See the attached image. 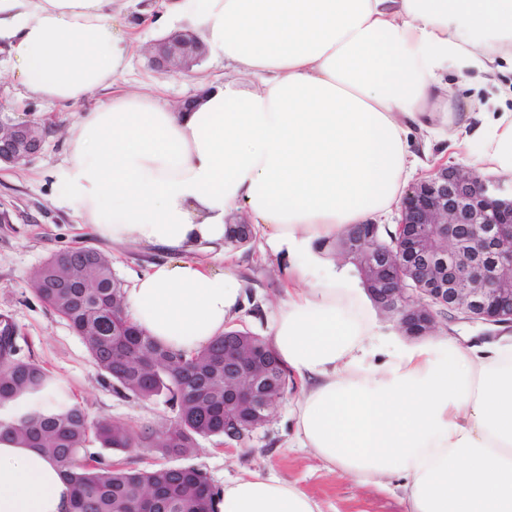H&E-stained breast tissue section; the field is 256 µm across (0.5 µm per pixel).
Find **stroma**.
<instances>
[{"mask_svg":"<svg viewBox=\"0 0 512 512\" xmlns=\"http://www.w3.org/2000/svg\"><path fill=\"white\" fill-rule=\"evenodd\" d=\"M161 0H122L125 22L134 30L136 49L125 84L129 87L161 86L171 104L193 95L199 82L220 80L224 64L206 58L191 73L161 77L148 66L146 46L165 31L151 19ZM448 79L467 88L476 107L495 112L512 110V68L504 67L495 80L486 82L476 73L450 71ZM75 118V109L33 98L12 82L0 78V122L30 123L48 128L42 150L28 162L0 164V325L11 324L19 355L49 369L61 382L69 399L84 405L91 421H120L132 426H154L171 412L163 400L128 399L115 393L100 376L87 346L65 320L45 305L33 290L32 278L55 251L75 245L105 252L125 286L146 272L154 252L104 242L74 209L55 201L56 173L63 161V137ZM232 256L247 282L245 301L236 325L266 336L272 312L283 292V278L276 257L263 251L260 238ZM295 392L278 404L270 422L256 429L243 443L227 450L215 439L189 457V465L203 469L216 488L225 482L258 471L294 482L317 499L324 512H404L401 491H384L327 472L304 450L295 448L291 415Z\"/></svg>","mask_w":512,"mask_h":512,"instance_id":"stroma-1","label":"stroma"}]
</instances>
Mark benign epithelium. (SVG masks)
Here are the masks:
<instances>
[{
    "instance_id": "obj_1",
    "label": "benign epithelium",
    "mask_w": 512,
    "mask_h": 512,
    "mask_svg": "<svg viewBox=\"0 0 512 512\" xmlns=\"http://www.w3.org/2000/svg\"><path fill=\"white\" fill-rule=\"evenodd\" d=\"M160 76L188 74L203 58L189 34H175L148 48ZM45 133L34 124H0V163L20 164L38 154ZM343 257L361 271L372 302L405 335L435 329L437 317L512 329V186L455 166L437 168L407 190L397 235L385 247L356 231L339 243ZM479 255L471 287L460 286L458 267ZM224 333V408L257 405V360L241 354Z\"/></svg>"
}]
</instances>
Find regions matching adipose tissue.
<instances>
[{"mask_svg": "<svg viewBox=\"0 0 512 512\" xmlns=\"http://www.w3.org/2000/svg\"><path fill=\"white\" fill-rule=\"evenodd\" d=\"M159 25L223 59L188 111L130 92L116 0H0L10 74L79 108L55 201L104 240L159 253L125 294L139 330L185 354L234 320L245 280L216 270L246 221L282 263L269 345L297 374L294 438L329 472L397 485L406 512H512V336L424 343L384 331L363 289L317 254L400 205L429 147L482 176L512 173V111L448 101L449 69L493 80L512 60V0H164ZM36 448L0 442V512H67ZM217 512H322L293 482L250 473Z\"/></svg>", "mask_w": 512, "mask_h": 512, "instance_id": "obj_1", "label": "adipose tissue"}]
</instances>
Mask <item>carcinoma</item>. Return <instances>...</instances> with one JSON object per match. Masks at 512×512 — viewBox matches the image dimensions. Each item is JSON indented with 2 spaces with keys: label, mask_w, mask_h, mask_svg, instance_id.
I'll list each match as a JSON object with an SVG mask.
<instances>
[{
  "label": "carcinoma",
  "mask_w": 512,
  "mask_h": 512,
  "mask_svg": "<svg viewBox=\"0 0 512 512\" xmlns=\"http://www.w3.org/2000/svg\"><path fill=\"white\" fill-rule=\"evenodd\" d=\"M34 290L81 336L94 365L125 397L164 399L173 418L157 427L135 428L100 420L92 425L85 407L64 401L52 409L27 408L0 416V441L41 449L71 486L70 512H139L153 492V512H216L220 495L207 473L194 466L158 465L142 470L88 452L90 436L115 451L155 448L187 457L201 441L224 437V366L215 351L224 337L187 356L137 330L123 312L125 290L112 260L89 246L52 254L34 275ZM243 348L269 352L263 337L246 331ZM292 383L288 369L276 373L260 399L259 424L273 414ZM58 380L42 365L18 356L14 331L0 330V410L31 397L60 396Z\"/></svg>",
  "instance_id": "cac0c4a2"
}]
</instances>
